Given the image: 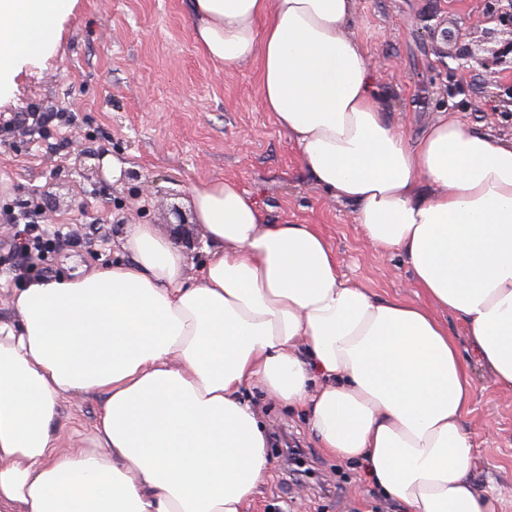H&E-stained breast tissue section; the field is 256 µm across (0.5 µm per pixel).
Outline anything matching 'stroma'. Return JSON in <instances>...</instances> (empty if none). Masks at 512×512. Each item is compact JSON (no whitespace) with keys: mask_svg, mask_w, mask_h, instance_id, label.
Wrapping results in <instances>:
<instances>
[{"mask_svg":"<svg viewBox=\"0 0 512 512\" xmlns=\"http://www.w3.org/2000/svg\"><path fill=\"white\" fill-rule=\"evenodd\" d=\"M484 27L481 0H356L351 31L363 45L389 122L417 140L441 115L492 140L512 139V115L489 109L498 77L463 69L444 32ZM470 89L467 105L448 95L449 79ZM55 113L37 124L38 114ZM126 164L120 180L99 176L104 158ZM232 180L250 192L272 224H311L331 243L341 273L381 299L419 303L423 295L402 257L362 238L355 208L317 188L297 150L261 104L256 63L224 71L192 36L187 0H79L56 51L26 75L0 108V314H7L17 228L7 210L40 202L39 224L70 243L29 274L75 277L122 257L129 224H153L181 241L177 217L194 239L188 274L204 262L203 230L191 221L193 184ZM474 383L464 427L475 445L478 489H495L512 512V393L495 386L461 321L441 313ZM272 448L271 466L249 512H401L367 483L360 463L328 456L294 409L261 388L245 392ZM306 450V469L289 470L278 450Z\"/></svg>","mask_w":512,"mask_h":512,"instance_id":"stroma-1","label":"stroma"}]
</instances>
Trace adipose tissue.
I'll return each instance as SVG.
<instances>
[{
    "label": "adipose tissue",
    "mask_w": 512,
    "mask_h": 512,
    "mask_svg": "<svg viewBox=\"0 0 512 512\" xmlns=\"http://www.w3.org/2000/svg\"><path fill=\"white\" fill-rule=\"evenodd\" d=\"M78 0H0V106L51 55ZM193 38L261 102L315 186L354 203L374 249L426 301L376 298L310 224H271L235 182L190 190L208 258L127 225L123 260L14 289L0 315V512H245L271 465L243 390L306 409L331 456L361 461L403 512H496L471 477L474 385L437 319L459 318L512 392V141L443 117L417 142L386 118L355 0H188ZM100 404L63 452L61 403Z\"/></svg>",
    "instance_id": "obj_1"
}]
</instances>
